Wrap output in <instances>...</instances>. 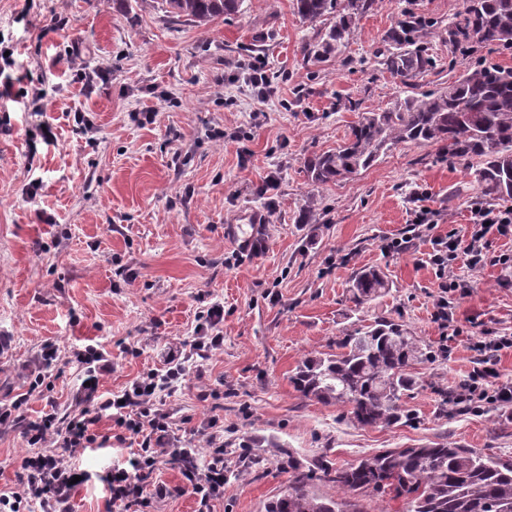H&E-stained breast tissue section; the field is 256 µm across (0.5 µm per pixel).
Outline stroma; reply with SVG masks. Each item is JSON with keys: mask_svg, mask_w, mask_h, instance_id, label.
<instances>
[{"mask_svg": "<svg viewBox=\"0 0 512 512\" xmlns=\"http://www.w3.org/2000/svg\"><path fill=\"white\" fill-rule=\"evenodd\" d=\"M462 0H379L341 53L307 63L303 45L322 27L293 0H244L205 27L174 22L157 0H0V401L29 393L27 416L67 415L83 378L74 349L105 348L116 392L159 368L157 352L189 339L204 307H224V346L192 357L166 406L177 431L209 419L224 427V499L213 512H263L288 483V460L325 455L345 467L386 448L430 441L512 461V409L448 416L441 394L484 363L512 383V348L487 358L475 339L512 336V270L456 265L471 289L434 318L438 281L425 260L432 234H464L484 194L471 171L438 145L401 144L376 165L326 186L304 161L344 139L359 113L385 107L402 87L378 63L384 35L413 12L432 21L435 65L415 91L443 86L484 61L512 68V51L469 52L448 41ZM265 61L271 93L257 100L248 66ZM154 121H146V114ZM51 136H44V129ZM277 185L258 189L268 176ZM435 212L428 232L413 222ZM256 212L260 225L243 216ZM253 233L259 249L228 239ZM409 241L405 252L386 242ZM381 268L385 295L361 307L352 275ZM389 316L436 359L417 365L407 421L360 427L347 407L301 395L290 382L307 355ZM59 358L50 388L27 392L45 342ZM28 453L17 428H0V495L19 483ZM120 444L75 460L87 481L76 512H106L105 472ZM167 493L151 512H196L175 494L181 475L164 460L152 478Z\"/></svg>", "mask_w": 512, "mask_h": 512, "instance_id": "obj_1", "label": "stroma"}]
</instances>
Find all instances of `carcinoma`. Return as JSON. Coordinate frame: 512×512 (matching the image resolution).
<instances>
[{
  "label": "carcinoma",
  "instance_id": "obj_1",
  "mask_svg": "<svg viewBox=\"0 0 512 512\" xmlns=\"http://www.w3.org/2000/svg\"><path fill=\"white\" fill-rule=\"evenodd\" d=\"M243 0H161L167 17L206 26L240 11ZM376 0H295L296 13L334 23L307 44V61L322 63L337 55L356 21ZM429 22L409 13L388 32L382 65L405 88L433 68L423 48ZM458 48L512 47V0H464L448 26ZM404 143L438 144L474 169L485 195L512 201V69L481 64L448 85L420 96L398 95L388 106L364 112L336 148L310 155L307 177L317 184L337 183L373 166ZM389 290L385 274L365 268L351 278L358 305ZM435 355L403 324L382 317L336 341V351L304 358L290 376L304 397L349 408L361 427L394 426L409 416L403 398L418 385L415 366ZM463 386L448 391L450 414L468 411ZM288 486L270 499L265 512H365L358 495L403 498L407 512H512V462L494 460L471 448L432 442L412 448H387L347 467L316 460L302 469L288 455ZM321 482L342 495L321 494Z\"/></svg>",
  "mask_w": 512,
  "mask_h": 512
}]
</instances>
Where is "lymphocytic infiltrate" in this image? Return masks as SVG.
<instances>
[{"instance_id": "obj_1", "label": "lymphocytic infiltrate", "mask_w": 512, "mask_h": 512, "mask_svg": "<svg viewBox=\"0 0 512 512\" xmlns=\"http://www.w3.org/2000/svg\"><path fill=\"white\" fill-rule=\"evenodd\" d=\"M512 238V207H490L478 202L471 205V224L467 237L456 233L432 239L429 262L440 281L435 317L448 321L454 300L467 294L470 284L454 278L450 271L458 256H465L471 270L490 265L512 268L511 253H491L487 248L489 235ZM224 309L212 304L202 313L191 340L183 350L169 351L161 368L136 378L124 390L103 392L99 376L111 366L106 352L94 345L76 350V359L84 366L85 384L73 395V410L66 419L46 414L27 423L24 438L30 452L21 462L23 475L17 491L0 495V508L20 512L21 507L36 504L41 512H75L73 478L77 469L72 464L76 455L93 446H105L110 440L137 439L125 466L111 469L106 476L108 512H149L152 492L150 474L157 470L163 456L181 463L179 492L191 493L197 512H211L213 502L224 497V438L216 421H209L206 434L205 464H198L196 448L190 440L173 429L165 396L176 391L184 374V359L208 357L224 345L222 322ZM492 369H477L467 381V396L473 411L483 405L512 400V385L492 379ZM113 423L115 435L101 433V421Z\"/></svg>"}]
</instances>
